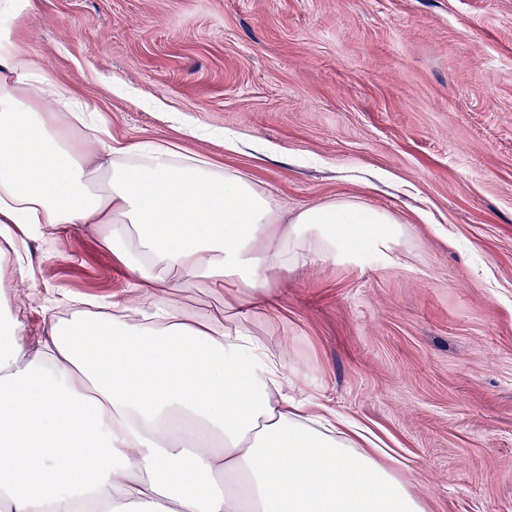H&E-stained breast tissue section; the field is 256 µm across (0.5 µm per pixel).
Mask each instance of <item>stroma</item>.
<instances>
[{"label": "stroma", "mask_w": 512, "mask_h": 512, "mask_svg": "<svg viewBox=\"0 0 512 512\" xmlns=\"http://www.w3.org/2000/svg\"><path fill=\"white\" fill-rule=\"evenodd\" d=\"M16 33L113 140L205 155L291 213L356 199L406 224L401 264L273 272L244 323L429 512H512V0H33ZM108 230L19 227L34 276L0 300L31 342L138 301Z\"/></svg>", "instance_id": "35a3bbf8"}]
</instances>
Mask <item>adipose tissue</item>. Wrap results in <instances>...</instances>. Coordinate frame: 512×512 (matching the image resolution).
Listing matches in <instances>:
<instances>
[{"mask_svg":"<svg viewBox=\"0 0 512 512\" xmlns=\"http://www.w3.org/2000/svg\"><path fill=\"white\" fill-rule=\"evenodd\" d=\"M92 112L0 31V237L14 244L0 280L33 275L14 225L108 224L142 290L53 325L34 351L0 307V512H426L389 449L296 392L238 315L272 301L273 271L397 261L407 227L354 199L283 218L248 176L164 142H104L88 164ZM160 282L237 294L197 315Z\"/></svg>","mask_w":512,"mask_h":512,"instance_id":"ef3b65f1","label":"adipose tissue"}]
</instances>
